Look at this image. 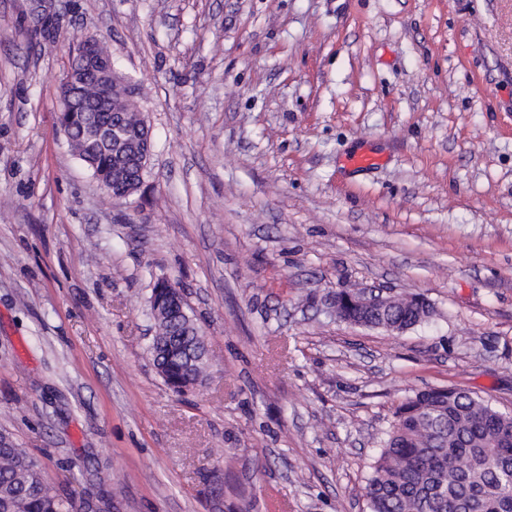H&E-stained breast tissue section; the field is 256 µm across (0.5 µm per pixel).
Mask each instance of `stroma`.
I'll use <instances>...</instances> for the list:
<instances>
[{
  "label": "stroma",
  "mask_w": 512,
  "mask_h": 512,
  "mask_svg": "<svg viewBox=\"0 0 512 512\" xmlns=\"http://www.w3.org/2000/svg\"><path fill=\"white\" fill-rule=\"evenodd\" d=\"M84 35L140 87L127 203L56 123ZM161 278L208 348L182 394L150 350ZM372 289L432 314L328 307ZM432 388L512 413V0H0V431L56 486L370 512L394 412ZM390 322L393 326L399 321H412V325L419 323L424 317L431 313L430 306L427 303L421 305L416 302V296H409L392 301L389 305Z\"/></svg>",
  "instance_id": "35a3bbf8"
}]
</instances>
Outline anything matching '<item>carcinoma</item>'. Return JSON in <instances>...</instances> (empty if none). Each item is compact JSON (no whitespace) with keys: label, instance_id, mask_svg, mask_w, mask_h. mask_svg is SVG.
Segmentation results:
<instances>
[{"label":"carcinoma","instance_id":"carcinoma-1","mask_svg":"<svg viewBox=\"0 0 512 512\" xmlns=\"http://www.w3.org/2000/svg\"><path fill=\"white\" fill-rule=\"evenodd\" d=\"M71 100L86 124L72 150L93 162L92 175L112 179L122 160L93 131L95 117L112 110V100L99 99L90 84L75 86ZM115 101L123 108L117 120L137 122L133 99L119 91ZM430 313L414 296L389 305L393 325H415ZM455 458L465 459L466 467H456ZM365 496L371 512H512V417L457 389L416 394L397 408ZM0 512H81V503L61 494L27 450L1 432Z\"/></svg>","mask_w":512,"mask_h":512}]
</instances>
